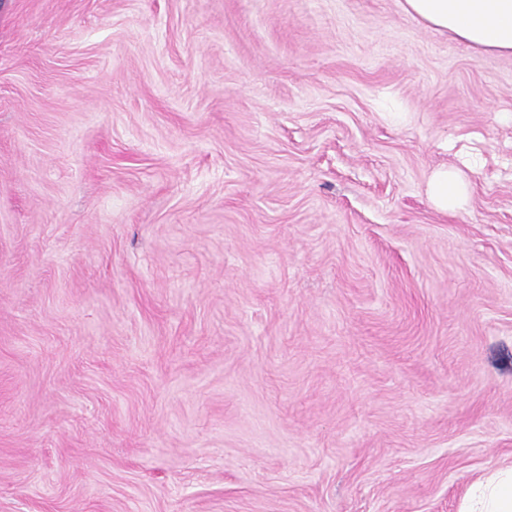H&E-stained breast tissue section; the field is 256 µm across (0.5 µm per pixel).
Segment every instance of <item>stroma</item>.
I'll return each instance as SVG.
<instances>
[{
	"label": "stroma",
	"instance_id": "1",
	"mask_svg": "<svg viewBox=\"0 0 512 512\" xmlns=\"http://www.w3.org/2000/svg\"><path fill=\"white\" fill-rule=\"evenodd\" d=\"M511 464L512 55L0 0V512H460ZM468 193V183L457 169L438 171L429 184V194L435 205L443 211L455 210Z\"/></svg>",
	"mask_w": 512,
	"mask_h": 512
}]
</instances>
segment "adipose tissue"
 Wrapping results in <instances>:
<instances>
[{
  "mask_svg": "<svg viewBox=\"0 0 512 512\" xmlns=\"http://www.w3.org/2000/svg\"><path fill=\"white\" fill-rule=\"evenodd\" d=\"M404 10L426 26L486 52L512 55V0H403ZM468 184L453 168L438 171L429 184L435 205L458 208ZM465 512H512V468L477 484Z\"/></svg>",
  "mask_w": 512,
  "mask_h": 512,
  "instance_id": "obj_1",
  "label": "adipose tissue"
}]
</instances>
